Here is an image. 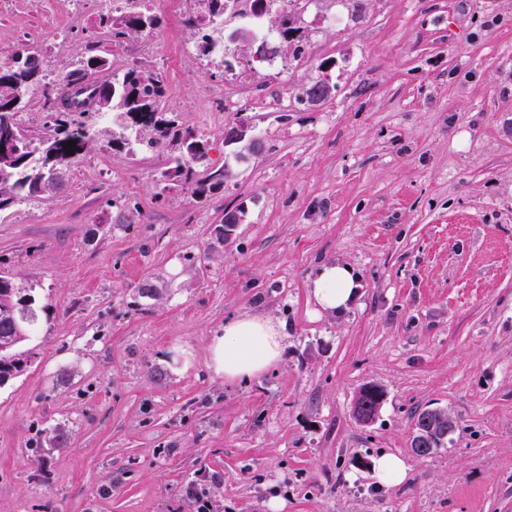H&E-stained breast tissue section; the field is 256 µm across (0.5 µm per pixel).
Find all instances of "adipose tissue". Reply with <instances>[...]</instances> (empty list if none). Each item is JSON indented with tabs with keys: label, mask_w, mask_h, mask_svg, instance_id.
Segmentation results:
<instances>
[{
	"label": "adipose tissue",
	"mask_w": 512,
	"mask_h": 512,
	"mask_svg": "<svg viewBox=\"0 0 512 512\" xmlns=\"http://www.w3.org/2000/svg\"><path fill=\"white\" fill-rule=\"evenodd\" d=\"M357 284L349 266L323 265L311 284L319 309L336 312L347 308L356 297ZM283 327L268 317L247 316L229 321L223 336L214 338L209 358L225 382L256 378L273 368L283 350Z\"/></svg>",
	"instance_id": "1"
}]
</instances>
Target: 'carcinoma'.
Listing matches in <instances>:
<instances>
[{"instance_id":"1","label":"carcinoma","mask_w":512,"mask_h":512,"mask_svg":"<svg viewBox=\"0 0 512 512\" xmlns=\"http://www.w3.org/2000/svg\"><path fill=\"white\" fill-rule=\"evenodd\" d=\"M251 3V9L267 15L259 4L263 0H208V7L202 14L192 16L187 24L195 30L197 48L204 55L214 54L221 43L224 30V14H241V7ZM157 25V19L148 10H129L119 21L102 16L99 26L120 45L133 31L150 29ZM22 53L31 59V68L18 71L8 64H0V134L9 138L21 134L24 150L9 163L0 161V212L11 208L44 190L57 185L58 174L63 166L78 159L88 149L93 131L83 123L72 119L76 113L84 114L86 109L76 108L60 117L56 112L62 92L71 85L82 82L88 75L105 69L107 60L101 55H90L81 60L76 69L53 85L45 86L44 94L49 105V118L54 125V134L34 145L33 138L20 127L15 116L25 108V98L37 87L42 86L41 50L33 44H21L7 53L8 59ZM100 99L105 107L96 112L112 116V122L123 131H130L139 137L148 136L149 148L175 147L179 155L173 158V165L164 169L159 176L163 189L169 185L196 179L195 192L206 196L224 186L230 176L229 167H208L205 165L208 149L206 143L190 127L176 124L160 109L164 98V84L161 77L132 67L112 80L97 85ZM75 142L69 149L67 142ZM204 169L200 178H195V167ZM42 320L33 307L32 299L21 294L11 273L0 269V384L21 371L31 359L33 351L22 349L30 337L37 335Z\"/></svg>"}]
</instances>
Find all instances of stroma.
Instances as JSON below:
<instances>
[{
    "label": "stroma",
    "mask_w": 512,
    "mask_h": 512,
    "mask_svg": "<svg viewBox=\"0 0 512 512\" xmlns=\"http://www.w3.org/2000/svg\"><path fill=\"white\" fill-rule=\"evenodd\" d=\"M120 10L0 0V62L30 40L50 80L93 47L98 80L160 74L164 110L232 174L207 197L162 189L169 150H113L85 114L95 140L61 187L0 212V266L48 316L0 384V512H197L201 494L216 512H512V0H307L259 64L249 42L196 51V0L113 47L97 21ZM320 79L335 91L309 105ZM235 124L263 142L243 162ZM228 208L243 220L220 247ZM330 261L358 274L338 314L311 295ZM254 314L283 323L282 359L225 383L207 346ZM422 410L456 422L425 457ZM384 453L404 483L375 477Z\"/></svg>",
    "instance_id": "stroma-1"
}]
</instances>
